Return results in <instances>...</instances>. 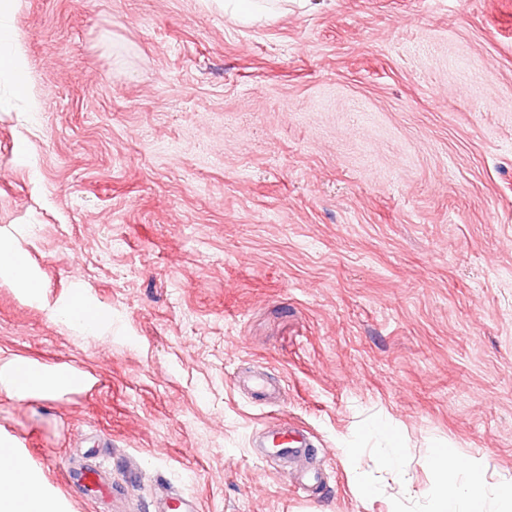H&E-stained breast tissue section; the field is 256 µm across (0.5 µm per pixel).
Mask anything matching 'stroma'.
I'll use <instances>...</instances> for the list:
<instances>
[{
    "label": "stroma",
    "mask_w": 512,
    "mask_h": 512,
    "mask_svg": "<svg viewBox=\"0 0 512 512\" xmlns=\"http://www.w3.org/2000/svg\"><path fill=\"white\" fill-rule=\"evenodd\" d=\"M11 23L29 98L0 78V236L42 296L0 279V357L89 384L0 394V436L68 512H423L433 448L512 479V0H290L249 25L15 0ZM76 293L98 336L57 318ZM284 421L307 463L257 447Z\"/></svg>",
    "instance_id": "obj_1"
}]
</instances>
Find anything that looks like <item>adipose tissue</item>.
<instances>
[{
	"instance_id": "1",
	"label": "adipose tissue",
	"mask_w": 512,
	"mask_h": 512,
	"mask_svg": "<svg viewBox=\"0 0 512 512\" xmlns=\"http://www.w3.org/2000/svg\"><path fill=\"white\" fill-rule=\"evenodd\" d=\"M11 8L12 0H0V76L18 80L26 61L7 23ZM0 278L28 299H37L39 277L11 238L0 237ZM86 386V378L66 366L48 368L18 358L0 359V393L13 399L59 398ZM431 460L443 480L429 488L426 512H490L494 499L504 512H512V480L488 486L478 458L437 448ZM0 512H61V508L27 465L0 459Z\"/></svg>"
}]
</instances>
